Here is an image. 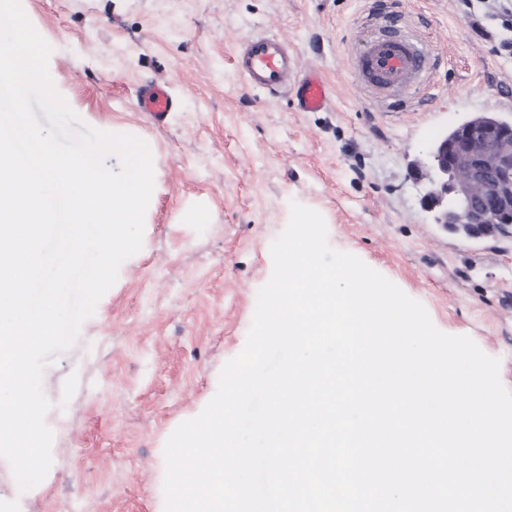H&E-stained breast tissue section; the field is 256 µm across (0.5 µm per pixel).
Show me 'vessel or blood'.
I'll return each mask as SVG.
<instances>
[{
    "instance_id": "obj_1",
    "label": "vessel or blood",
    "mask_w": 512,
    "mask_h": 512,
    "mask_svg": "<svg viewBox=\"0 0 512 512\" xmlns=\"http://www.w3.org/2000/svg\"><path fill=\"white\" fill-rule=\"evenodd\" d=\"M435 58L411 31L400 28L396 19L381 18L355 56V69L365 89L401 103L414 85L425 83ZM298 66L297 58L283 41L259 36L245 44L235 59L239 75L252 88L269 93L287 87ZM137 105L156 124L172 112L174 101L165 87L141 86ZM298 105L304 112H319L328 101L327 87L319 74L309 75L300 85Z\"/></svg>"
}]
</instances>
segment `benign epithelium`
Masks as SVG:
<instances>
[{
  "instance_id": "1",
  "label": "benign epithelium",
  "mask_w": 512,
  "mask_h": 512,
  "mask_svg": "<svg viewBox=\"0 0 512 512\" xmlns=\"http://www.w3.org/2000/svg\"><path fill=\"white\" fill-rule=\"evenodd\" d=\"M431 189L424 202L434 223L498 224L512 230V122L469 119L429 153Z\"/></svg>"
}]
</instances>
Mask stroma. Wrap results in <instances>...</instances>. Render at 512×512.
Returning <instances> with one entry per match:
<instances>
[{
  "instance_id": "stroma-1",
  "label": "stroma",
  "mask_w": 512,
  "mask_h": 512,
  "mask_svg": "<svg viewBox=\"0 0 512 512\" xmlns=\"http://www.w3.org/2000/svg\"><path fill=\"white\" fill-rule=\"evenodd\" d=\"M52 46L56 89L88 126L143 139L154 190L142 248L43 374L53 464L20 490L0 458V512H164V446L213 398L246 344L270 248L291 202L318 211L336 250L419 301L434 325L499 358L512 391V233L468 238L435 224L415 178L433 142L468 117L512 120V55L464 0H21ZM432 48L428 87L398 107L369 97L351 58L377 13ZM274 35L328 90L249 88L234 57ZM165 86L164 125L136 91ZM297 100L303 112H320L326 108L327 87L319 74L313 73L301 83Z\"/></svg>"
}]
</instances>
